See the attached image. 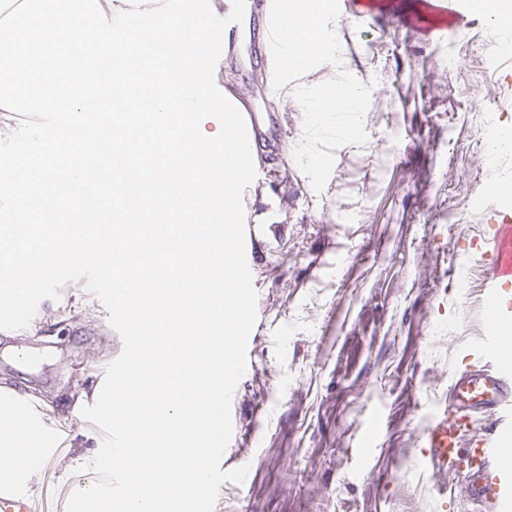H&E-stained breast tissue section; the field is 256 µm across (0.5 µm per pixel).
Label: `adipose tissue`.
Instances as JSON below:
<instances>
[{
	"instance_id": "obj_1",
	"label": "adipose tissue",
	"mask_w": 512,
	"mask_h": 512,
	"mask_svg": "<svg viewBox=\"0 0 512 512\" xmlns=\"http://www.w3.org/2000/svg\"><path fill=\"white\" fill-rule=\"evenodd\" d=\"M22 404L18 396L9 403L0 402V491L23 494L41 482L44 456L37 450L47 440V428L39 413L18 421Z\"/></svg>"
}]
</instances>
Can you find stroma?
I'll return each instance as SVG.
<instances>
[{"mask_svg": "<svg viewBox=\"0 0 512 512\" xmlns=\"http://www.w3.org/2000/svg\"><path fill=\"white\" fill-rule=\"evenodd\" d=\"M447 40L422 28L347 18L345 71L371 88L364 143L333 151L321 190L294 151L303 113L267 93L271 59L220 55L218 88L240 85L275 113L279 147L259 151L243 192L256 293L247 367L231 403L233 433L214 512H477L456 474L420 466L422 434L452 378L479 355L480 259L512 155L478 165L488 129L512 133V54L489 14ZM123 351L83 282L43 300L30 325L0 331V387L37 404L53 447L34 512H66L68 449L92 456L102 431L81 415Z\"/></svg>", "mask_w": 512, "mask_h": 512, "instance_id": "1", "label": "stroma"}]
</instances>
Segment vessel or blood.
<instances>
[{"label": "vessel or blood", "mask_w": 512, "mask_h": 512, "mask_svg": "<svg viewBox=\"0 0 512 512\" xmlns=\"http://www.w3.org/2000/svg\"><path fill=\"white\" fill-rule=\"evenodd\" d=\"M338 3L344 16L376 20L384 15L377 0ZM480 11V0H421L420 15L406 22L425 23L429 33L442 38ZM482 267L481 310L488 328L484 352L450 383L447 406L423 432L420 463L437 474L461 471L469 498L487 512H512V373L505 363L512 348V319L505 317L498 295L499 285L512 280L511 210L495 211ZM478 417L489 419L487 432L462 442V432Z\"/></svg>", "instance_id": "b4317fda"}]
</instances>
